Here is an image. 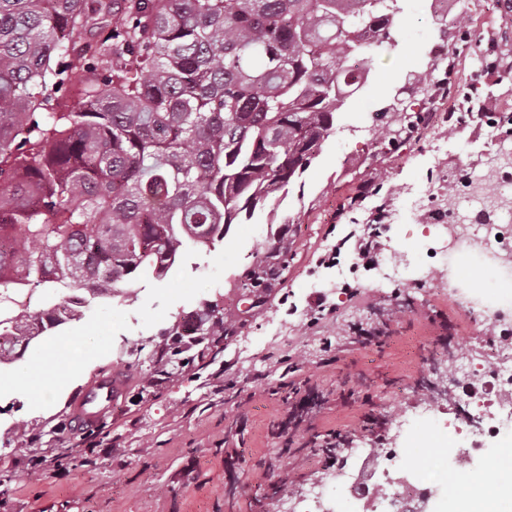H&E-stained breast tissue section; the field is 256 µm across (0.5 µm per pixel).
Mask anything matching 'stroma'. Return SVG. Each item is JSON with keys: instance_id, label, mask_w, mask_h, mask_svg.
Here are the masks:
<instances>
[{"instance_id": "35a3bbf8", "label": "stroma", "mask_w": 512, "mask_h": 512, "mask_svg": "<svg viewBox=\"0 0 512 512\" xmlns=\"http://www.w3.org/2000/svg\"><path fill=\"white\" fill-rule=\"evenodd\" d=\"M399 4L393 44L373 50L367 81L347 99L335 133L303 175V195L280 201V223L260 212L232 225L214 247L187 245L164 277L139 273L114 296L88 300L78 319L12 362H0V475L12 478L0 512H278L284 482L298 493L321 480L327 463L313 450L327 431L345 429L351 442L371 444L374 436L358 428L363 416L381 414L389 423L407 416L420 398L413 383L438 337L450 338L458 353L482 350L488 325L449 298L448 276L431 266L426 242L433 206L448 200V172L461 165L482 174L498 154L495 133L477 115L512 113V73L489 74V91L469 104L471 119L449 118L458 102L443 99L398 150L381 149L369 130L376 113L393 120L386 106L413 73L462 83L491 47L512 64V0H453L445 26L428 0ZM460 27L472 32L468 46L455 40ZM372 183L379 194L357 201ZM381 204L390 229L379 258L391 264L409 256L404 276L353 269L347 252L340 266L319 264L341 238L362 237ZM277 234L288 242L279 279L250 287L248 271ZM318 299L332 312L311 326ZM209 304L229 310L233 331L193 371L148 384L161 339ZM356 323L383 331L384 344L350 342L347 330ZM62 336L67 347L48 354ZM132 361L138 372L99 425L59 429L91 380ZM73 363L78 372L64 374ZM37 366L59 376L50 393L17 386ZM305 381L322 399L298 411L287 385ZM397 443L422 458L452 455L459 443L447 402H434Z\"/></svg>"}]
</instances>
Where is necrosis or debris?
<instances>
[{
	"label": "necrosis or debris",
	"instance_id": "obj_1",
	"mask_svg": "<svg viewBox=\"0 0 512 512\" xmlns=\"http://www.w3.org/2000/svg\"><path fill=\"white\" fill-rule=\"evenodd\" d=\"M490 179L498 184V191L489 192L486 182ZM453 181L457 189L448 196V221L433 237L431 252L437 269H444L452 254L476 256L488 267H497L500 258L512 255V165L490 169L484 178L461 170ZM455 294L463 308L484 314L492 329L494 351L456 356L450 374L440 358H429L416 380V389L425 399L417 413H428L429 400L453 397L457 407L451 427L461 434L463 443L450 460L403 458L393 445L394 437L407 427L402 420L387 428L378 447L351 443L339 449L329 480L345 474L346 458H362L367 473L353 479L351 492L371 512H415L447 482L449 474L463 475L466 464L483 455L485 439L497 437L512 424V321L502 318L501 303L490 297L471 295L462 288Z\"/></svg>",
	"mask_w": 512,
	"mask_h": 512
}]
</instances>
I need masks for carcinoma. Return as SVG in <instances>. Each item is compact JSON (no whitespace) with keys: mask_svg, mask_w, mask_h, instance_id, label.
Wrapping results in <instances>:
<instances>
[{"mask_svg":"<svg viewBox=\"0 0 512 512\" xmlns=\"http://www.w3.org/2000/svg\"><path fill=\"white\" fill-rule=\"evenodd\" d=\"M395 2L0 0V337L27 346L76 313L33 315L14 288L110 297L272 213L359 86L350 59L391 40ZM412 82L437 91L428 71ZM417 125L401 108L372 137L394 147ZM278 276L259 261L251 286ZM212 311L168 335L157 376L232 328Z\"/></svg>","mask_w":512,"mask_h":512,"instance_id":"carcinoma-1","label":"carcinoma"}]
</instances>
